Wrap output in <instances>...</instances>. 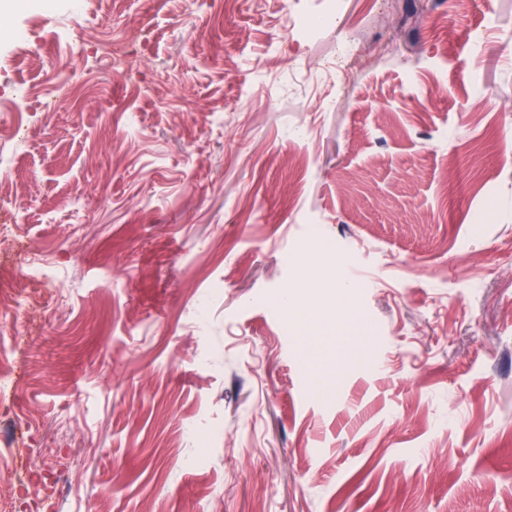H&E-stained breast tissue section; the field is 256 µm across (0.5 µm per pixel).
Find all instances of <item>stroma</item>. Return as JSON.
Masks as SVG:
<instances>
[{
  "instance_id": "1",
  "label": "stroma",
  "mask_w": 512,
  "mask_h": 512,
  "mask_svg": "<svg viewBox=\"0 0 512 512\" xmlns=\"http://www.w3.org/2000/svg\"><path fill=\"white\" fill-rule=\"evenodd\" d=\"M55 2L0 0V498L512 512V0Z\"/></svg>"
}]
</instances>
